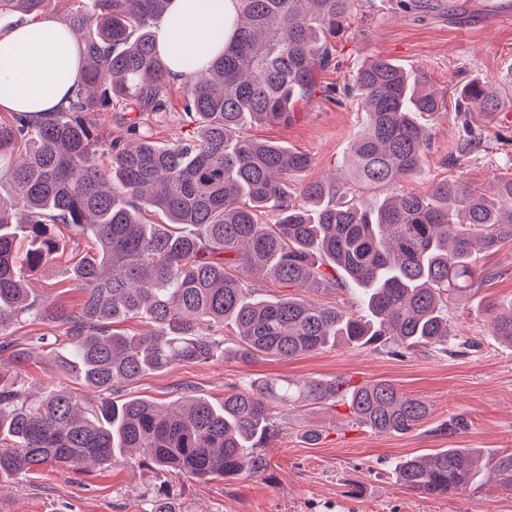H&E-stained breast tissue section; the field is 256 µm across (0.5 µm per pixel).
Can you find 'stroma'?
I'll use <instances>...</instances> for the list:
<instances>
[{"label": "stroma", "mask_w": 512, "mask_h": 512, "mask_svg": "<svg viewBox=\"0 0 512 512\" xmlns=\"http://www.w3.org/2000/svg\"><path fill=\"white\" fill-rule=\"evenodd\" d=\"M455 2L451 12L401 14L395 0H363L336 38V65L321 73L322 83H352L357 68L379 55L423 74L445 95L444 108L423 119L432 139L422 174L364 190V197L419 194L431 183L457 176L485 188L497 177L512 174V128L478 112L472 121L483 136L480 147L465 171L450 163L464 136L457 112L460 90L484 82L512 106V21L500 16L505 0ZM183 96L181 84H173L167 115L150 128L155 140L195 136L196 124L183 111ZM357 129L356 101L340 107L316 98L297 106L290 122L254 125L249 133L308 154L311 167L293 178L300 184L344 173ZM77 257V250L65 246L50 266L27 278L30 293L69 309L77 307L82 294L73 289L68 275ZM477 265L478 284L467 300L448 310L451 329L461 342L455 353L419 347L399 358L382 349L336 345L290 359L262 356L245 362L234 356L236 338L228 329L223 355L149 373L119 390L123 397L174 407L183 393L215 401L256 379L388 380L432 405L431 416L413 432L380 434L350 424L344 405L313 410L281 406L276 413L279 434L263 451L268 468L261 476L233 482L165 479L140 458L122 455L110 464L78 471L47 466L28 475L0 474V512H146L161 489L179 512H512V492L490 482L434 498L404 490L394 473L399 460L440 448L512 451V346L483 331L488 307L502 311L512 306V242L478 254ZM0 372L20 376L29 385L68 388L85 402L96 398L85 384L59 374L39 354L19 367L0 354ZM456 421L462 422V429L444 431V424ZM306 424L322 427L318 443L302 438Z\"/></svg>", "instance_id": "obj_1"}]
</instances>
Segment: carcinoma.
I'll return each instance as SVG.
<instances>
[{
	"label": "carcinoma",
	"instance_id": "carcinoma-1",
	"mask_svg": "<svg viewBox=\"0 0 512 512\" xmlns=\"http://www.w3.org/2000/svg\"><path fill=\"white\" fill-rule=\"evenodd\" d=\"M76 2L70 24L82 34L83 83L54 112L0 118V157L13 158L3 175L11 195L0 197V332L9 320H39L65 327L67 343L42 336L18 349L4 339L0 353L21 362L41 350L100 400L83 410L66 388L34 395L0 373V473L107 465L130 453L161 474L253 477L267 469L258 449L277 436L279 406L342 402L354 423L377 433L413 431L431 404L387 380H254L218 402L187 393L173 409L112 394L148 371L223 354L229 327L243 359L336 344L401 358L423 345L452 350L448 304L474 286L476 252L512 241V175L491 195L460 176L371 204L355 193L421 174L431 134L419 117L441 111L444 99L421 75L379 55L357 69L353 85L321 84L336 34L360 0H236L224 53L208 56L203 42L183 55L189 68L208 58L185 78L197 134L168 144L146 124L169 110L170 59L156 47L169 0ZM49 4L0 0V15L36 19ZM333 95L359 100L364 112L351 168L293 190L288 179L311 158L244 130L288 121L297 105ZM465 95L466 112L500 104L484 83H471ZM113 112L133 113L123 138L101 120ZM481 140L466 130L452 164L465 169ZM151 210L168 223H147ZM266 213L273 223L261 222ZM57 225L87 243L71 267L83 293L74 310L24 288L27 274L58 255ZM241 272L290 288L354 289L363 311L291 293L253 297ZM136 318L150 330L114 329ZM486 333L512 343V308L490 315ZM486 472L511 491L512 451L443 448L395 467L406 490L430 497L477 489Z\"/></svg>",
	"mask_w": 512,
	"mask_h": 512
}]
</instances>
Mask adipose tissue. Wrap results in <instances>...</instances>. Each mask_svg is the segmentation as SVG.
Listing matches in <instances>:
<instances>
[{
    "label": "adipose tissue",
    "instance_id": "1",
    "mask_svg": "<svg viewBox=\"0 0 512 512\" xmlns=\"http://www.w3.org/2000/svg\"><path fill=\"white\" fill-rule=\"evenodd\" d=\"M235 0H171L156 29L159 50L210 40ZM84 77L83 50L66 22L46 14L0 34V112H50Z\"/></svg>",
    "mask_w": 512,
    "mask_h": 512
}]
</instances>
